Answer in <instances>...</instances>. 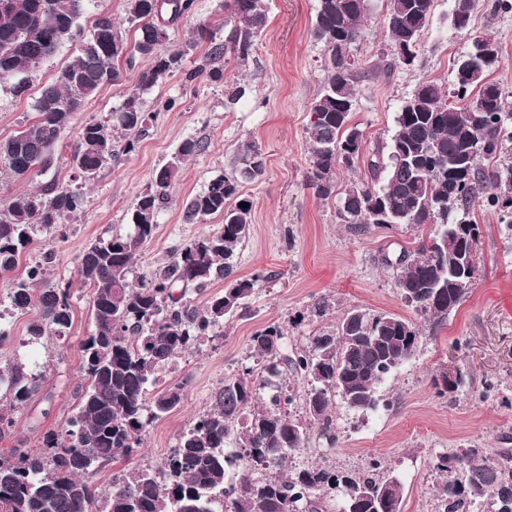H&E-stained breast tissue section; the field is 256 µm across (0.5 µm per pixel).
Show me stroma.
Segmentation results:
<instances>
[{
    "label": "stroma",
    "instance_id": "35a3bbf8",
    "mask_svg": "<svg viewBox=\"0 0 512 512\" xmlns=\"http://www.w3.org/2000/svg\"><path fill=\"white\" fill-rule=\"evenodd\" d=\"M267 25L247 62L225 56L219 62L223 82L209 80L202 69L208 42H199L185 57L182 72L167 77L143 96L145 111L157 118L134 152L102 170L84 189V205L62 229L42 230L23 264L41 263L48 278L70 284L73 318L65 337L52 334L27 342L33 314L6 318L12 340L0 348V367L21 363L43 376L39 392L13 412L14 430L0 437V454L16 443L41 449L46 432L61 430L73 414L80 372V342L93 330L91 291L77 270L86 244L132 231L129 213L153 172L167 163L188 139L205 142L204 152L188 158L170 191L169 203L154 238L137 254L135 273L165 266L171 251L220 223L212 217L202 223L184 218L187 199L203 191L217 175L232 174L240 147L261 146L266 156L264 174L244 182L243 197L250 200V237L235 254L236 275L255 281L246 312L225 319L220 336L180 353L162 369L157 383L165 389L190 376L181 406L150 426L136 455L113 462L91 475L97 487L138 468L164 465L181 433L194 419L210 411L214 393L224 379L254 367L250 338L257 330L276 325L284 333L283 351L293 354L309 347L312 336L336 327L352 308L378 314L408 315L396 286L394 269L381 263L383 254L414 248L429 233L427 227L371 228L359 234L338 223L335 199H321L306 184L310 152L305 126L312 100L325 73L326 48L312 25L317 0H265ZM452 0H436L433 18L421 36L414 65L400 66L389 77L359 83L352 121L370 142L389 141L395 116L419 83L451 84L453 61L466 51L475 35L498 41L501 58L489 79L504 92L512 91V13L495 11L494 0H476L468 32L451 31L448 15ZM123 20L124 0H89L79 20L76 37L62 44L32 77L25 96L0 90V139L33 121L32 104L39 88L76 55L80 42L100 12ZM387 0H371L368 20L356 55L376 62L390 54L392 41L384 24ZM206 24L217 41H225L231 25L225 22L224 0H194L193 10L174 23L170 42L184 44ZM148 59L119 61L125 79L104 87L73 120L64 142L76 147L81 125L121 108L133 88L132 79ZM243 86L244 97L225 106V86ZM479 271L465 299L437 334L428 337L415 355L402 364L381 387L384 406L369 413L349 411L335 399L332 412L337 442L311 440L307 450L295 453L290 465L329 467L338 471L363 468L380 461L384 473L401 480V512H435L443 477L429 462L436 454L478 447L512 452V230L499 215L480 210ZM327 302L325 316L313 313L315 303ZM465 378L457 393L439 394L435 380L448 368Z\"/></svg>",
    "mask_w": 512,
    "mask_h": 512
}]
</instances>
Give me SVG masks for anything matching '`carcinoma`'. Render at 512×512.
Masks as SVG:
<instances>
[{"instance_id": "1", "label": "carcinoma", "mask_w": 512, "mask_h": 512, "mask_svg": "<svg viewBox=\"0 0 512 512\" xmlns=\"http://www.w3.org/2000/svg\"><path fill=\"white\" fill-rule=\"evenodd\" d=\"M86 0H0V83H10L21 97L29 76L52 57L61 43L75 36ZM125 0V22L137 33L128 42L112 14L97 15L91 35L76 56L53 80L40 88L36 119L14 136L0 141V163L18 178L39 173L30 166L40 153L61 158L63 136L85 103L102 88L124 81L116 61L136 54L151 65L135 77L134 88L112 119L89 120L69 163L88 174L80 182L61 184L56 174L32 192L0 200V277L11 283L10 308L38 311L27 335L37 341L47 331L65 335L72 323L70 286L52 284L37 263L16 273L21 258L36 242L38 229L56 228L84 203L82 188L122 154H129L145 137L155 115L143 109L142 94L183 69L185 46H169L168 28L189 13L193 0ZM457 31L471 24L475 0H453ZM435 0H387V30L392 43L416 60L422 32L429 26ZM232 33L217 43L202 25L198 36L210 41L209 62L231 54L245 63L267 23L265 0H224ZM369 13L363 0H318L313 34L323 41L325 78L314 98L306 133L311 153L307 186L322 198L336 192V171L365 159L366 177L351 182L336 205L341 224L366 232L382 225L431 226L440 259L417 263L406 258L426 249H402L396 259L383 258L397 270L396 287L402 303L435 332L448 322L466 297L457 287V266L477 248L471 231L478 228L476 210L491 208L512 214V99L487 80L499 61L501 48L490 36H475L470 46H494L493 59L473 79L463 71L469 54L453 64V91L434 81L420 83L402 104L390 143H370L350 123L356 86L391 74L401 59L379 58L368 66L354 58ZM205 149V142L187 139L174 160L156 169L151 185L131 209L133 232L100 240L83 251L78 275L92 289L93 332L79 346L85 384L78 391L75 412L60 434L46 436V448L34 452L12 448L0 455V512H329L317 492L339 489L345 512H372L368 494L394 486L393 512H400L403 486L381 472L373 460L361 470L336 472L311 467L283 477L288 455L307 448L311 425L319 438L336 445L331 406L338 396L355 412L379 407L381 386L425 339L411 319L391 313L369 314L352 309L336 329L311 338L308 350L289 357L281 351L283 333L277 326L256 331L250 347L263 361L261 371L272 392L257 393L255 371L248 368L224 381L215 406L198 417L180 437L164 468L134 470L112 479L100 498L87 476L129 457L142 445L150 424L177 408L190 378L157 392L146 402L156 373L179 353L196 348L216 335L226 315L244 305L255 280L235 277L233 258L249 235L251 208H243L241 180L263 175L266 159L260 146L247 142L238 154L237 172L214 177L191 197L186 221L223 218L214 231L178 247L162 269L140 274L130 282L134 260L153 239L158 217L169 200L181 163ZM237 200L232 205L230 201ZM224 282V293L210 298L203 309L185 299L188 288ZM290 371L307 382L304 400L308 420L291 419L282 405L292 391L271 384ZM42 376L23 365L0 368V389L9 407L0 408V436L13 430L12 410L34 396ZM447 477L438 491V512H475L486 500L485 512H512V470L486 448L443 453L433 464ZM270 476L255 480L252 472Z\"/></svg>"}]
</instances>
